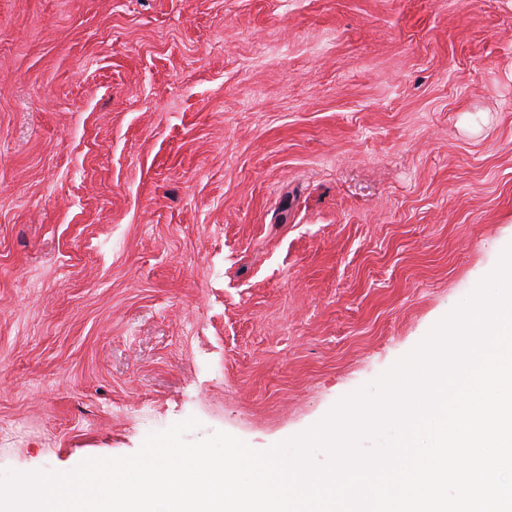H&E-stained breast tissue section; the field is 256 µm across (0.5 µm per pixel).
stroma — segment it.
Returning <instances> with one entry per match:
<instances>
[{"instance_id": "1", "label": "stroma", "mask_w": 512, "mask_h": 512, "mask_svg": "<svg viewBox=\"0 0 512 512\" xmlns=\"http://www.w3.org/2000/svg\"><path fill=\"white\" fill-rule=\"evenodd\" d=\"M512 245V0H0V473L265 450Z\"/></svg>"}]
</instances>
